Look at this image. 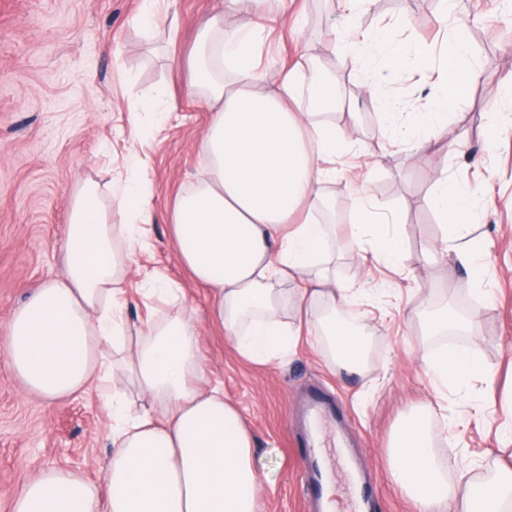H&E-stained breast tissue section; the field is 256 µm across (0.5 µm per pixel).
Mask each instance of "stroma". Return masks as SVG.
Here are the masks:
<instances>
[{
    "label": "stroma",
    "mask_w": 512,
    "mask_h": 512,
    "mask_svg": "<svg viewBox=\"0 0 512 512\" xmlns=\"http://www.w3.org/2000/svg\"><path fill=\"white\" fill-rule=\"evenodd\" d=\"M476 21L470 49L478 76L447 122L425 131L428 147L414 155L384 146L381 107L366 76L348 57L332 53V31L395 24L405 45L432 36L438 0H371L349 21L340 0H295L298 20H285L266 42V79L275 81L299 56L329 74L345 105L331 116L354 147L324 159L334 175L322 197L338 208L337 229L323 264L338 285L357 289L352 309L365 313L371 347L356 376L329 369L315 335H304L296 356L257 364L240 356L208 316L207 292L179 263L166 215L207 165L200 141L209 108L186 93L190 52L199 24L231 11L230 0H161L154 31L136 27L141 0H0V332L13 311L62 272L61 243L71 200L83 188L111 204L109 185L128 178L149 186L154 221L130 253L121 283L124 318L144 327L182 307L194 310L201 357L225 397L248 421L257 441L254 465L264 491L261 512H320L307 491V462L326 449L342 512H414L390 482L388 449L402 416L425 411L437 434L436 455L449 480L478 478L497 460L512 459L498 429L512 413V0H466ZM168 89L161 120L130 112L131 104ZM498 114L504 131L490 138L485 122ZM148 133L134 140L133 123ZM481 185L471 237L483 251V270L451 256L427 260L438 240V218L425 203L437 173ZM365 201L406 218L404 250L387 266L352 244L354 208ZM164 277L180 288L178 301L148 295L146 279ZM492 283L484 299L477 277ZM469 316L468 332L423 335L421 323L438 302ZM476 341L488 379L467 391L437 395L422 363L441 344ZM112 385L94 382L76 396L50 402L26 393L0 361V512L42 468L80 472L98 483L112 451ZM484 396L475 416L468 394Z\"/></svg>",
    "instance_id": "35a3bbf8"
}]
</instances>
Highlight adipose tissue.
Here are the masks:
<instances>
[{"instance_id":"obj_1","label":"adipose tissue","mask_w":512,"mask_h":512,"mask_svg":"<svg viewBox=\"0 0 512 512\" xmlns=\"http://www.w3.org/2000/svg\"><path fill=\"white\" fill-rule=\"evenodd\" d=\"M280 18L271 0H239L231 13L202 25L189 92L203 95L212 113L201 141L209 168L176 199L167 223L179 262L209 291L210 316L241 356L267 363L295 353L304 328L318 319L330 364L357 374L365 367L367 332L336 321L337 307L355 291L337 286L323 268L328 232L315 218L330 175L319 161L347 152L353 141L321 119V112L336 108V87L313 76L309 61L297 60L280 83L256 90L265 33ZM455 21L438 48L424 42L405 47L391 28L366 36L353 26L334 33L332 50L357 65H374L389 76L409 69L432 83V107L410 104L403 110L371 85L389 143L423 151L422 132L469 91L475 78L470 17L461 10ZM227 64L238 72V82H225ZM121 193L131 245L139 225L152 221L148 185L132 181ZM478 197L477 187L437 176L426 204L439 219L440 254H454L464 264L477 261L467 236ZM404 224L400 213L381 217L362 204L354 228H371L373 252L391 264L403 248ZM63 253V276L38 288L14 312L0 337V359L30 392L56 401L103 378L97 350L105 343L123 355L148 403L136 409L126 394L113 392L116 425L103 483L46 467L20 487L12 512H259L263 485L252 461V433L220 385H197L206 369L194 311L149 327L146 336H126L113 315L125 256L94 191L74 197ZM283 280L297 283L291 301L301 317L294 324L281 319ZM424 364L438 391L490 371L474 343L439 349ZM434 442L427 418L412 411L402 417L389 450L390 479L416 512H512V466H498L486 480L463 473L452 484Z\"/></svg>"}]
</instances>
